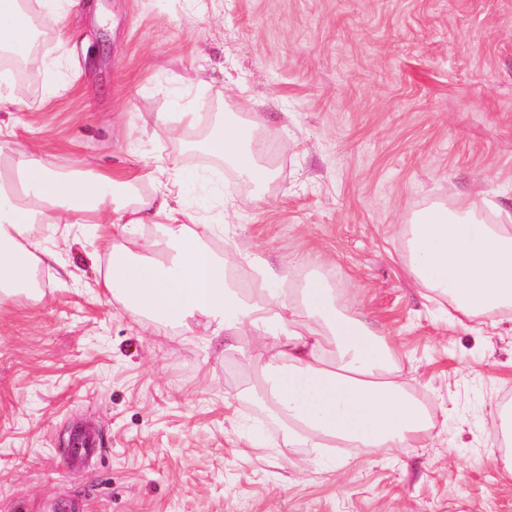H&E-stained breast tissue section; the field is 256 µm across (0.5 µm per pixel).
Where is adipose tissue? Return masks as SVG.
I'll return each instance as SVG.
<instances>
[{
  "mask_svg": "<svg viewBox=\"0 0 512 512\" xmlns=\"http://www.w3.org/2000/svg\"><path fill=\"white\" fill-rule=\"evenodd\" d=\"M32 17L19 0H0V50L26 47L36 25L60 21L73 0H43ZM212 152L239 175L259 184L271 173L260 166L264 142L248 119L214 115ZM493 221L464 204L420 211L406 231L407 270L423 298L439 297L477 325L498 328L512 312V213L493 208ZM117 216L129 230L156 225L164 243L153 256L114 249L104 286L131 311L193 334L198 316L214 333L250 336L267 357L252 384L278 420L284 447L387 448L423 446L435 427L426 406L399 379L388 341L366 316L340 306L334 288L309 281L281 299L280 270H265L266 287L235 286L223 256L210 244L214 227L159 193L135 198L131 182L99 172L60 174L34 152L0 150V296L34 293L38 266L55 262L42 248L44 224H92Z\"/></svg>",
  "mask_w": 512,
  "mask_h": 512,
  "instance_id": "obj_1",
  "label": "adipose tissue"
}]
</instances>
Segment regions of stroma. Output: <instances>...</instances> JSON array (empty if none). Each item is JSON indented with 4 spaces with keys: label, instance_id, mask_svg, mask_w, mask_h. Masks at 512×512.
Instances as JSON below:
<instances>
[{
    "label": "stroma",
    "instance_id": "stroma-1",
    "mask_svg": "<svg viewBox=\"0 0 512 512\" xmlns=\"http://www.w3.org/2000/svg\"><path fill=\"white\" fill-rule=\"evenodd\" d=\"M45 26L0 112L56 170L180 184L238 285L320 275L394 342L437 418L421 448H277L239 349L135 315L101 285L118 224H54L37 300L0 302V512H512L490 460L512 334L419 298L404 229L431 204L512 210V0H88ZM250 116L276 160L260 203L196 161L185 113ZM195 173L184 181L185 173ZM245 200L224 212L216 191ZM96 456L69 463L75 429Z\"/></svg>",
    "mask_w": 512,
    "mask_h": 512
}]
</instances>
